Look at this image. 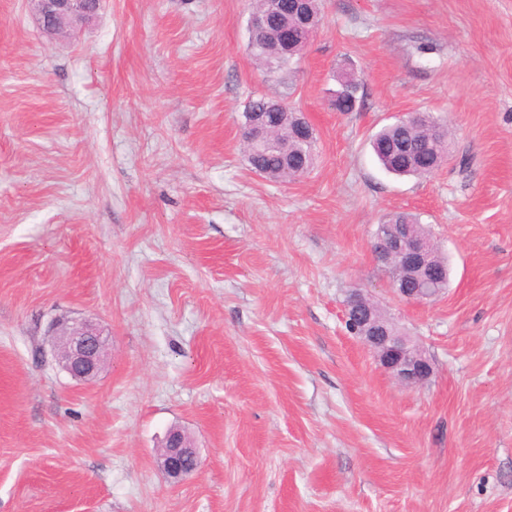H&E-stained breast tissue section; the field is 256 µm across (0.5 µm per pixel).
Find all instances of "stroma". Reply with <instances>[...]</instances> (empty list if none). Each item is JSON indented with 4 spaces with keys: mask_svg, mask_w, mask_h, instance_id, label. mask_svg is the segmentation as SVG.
Masks as SVG:
<instances>
[{
    "mask_svg": "<svg viewBox=\"0 0 512 512\" xmlns=\"http://www.w3.org/2000/svg\"><path fill=\"white\" fill-rule=\"evenodd\" d=\"M250 0H102L47 39L0 0V512H512V0H322L286 81ZM362 78L357 111L328 102ZM315 129L277 183L241 146L250 98ZM413 112L449 157L387 173L370 140ZM409 212L449 265L409 304L372 252ZM362 290L431 359L405 386L344 322ZM110 338L97 381L53 326ZM201 465L158 462L169 429ZM284 18L285 15L283 13L276 15L273 19L272 26H268L262 34L255 38L256 40L252 45V49H250L251 55L257 64L262 67L265 73L270 77H282L283 74L290 71V65L294 61L293 57L295 55H293V51L289 48L288 52L286 50H282L273 70H269L267 67V48L276 37L279 24L284 20ZM166 453L159 458L165 475L177 483L195 473L200 466L196 449L187 433L179 428L171 429L162 445Z\"/></svg>",
    "mask_w": 512,
    "mask_h": 512,
    "instance_id": "1",
    "label": "stroma"
}]
</instances>
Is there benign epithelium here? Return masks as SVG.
Here are the masks:
<instances>
[{
	"label": "benign epithelium",
	"instance_id": "7a95c632",
	"mask_svg": "<svg viewBox=\"0 0 512 512\" xmlns=\"http://www.w3.org/2000/svg\"><path fill=\"white\" fill-rule=\"evenodd\" d=\"M42 33L57 38L73 29L77 23L95 13L100 0H28ZM299 18L305 24L302 36L293 26L279 30V44L307 46L319 26L302 11ZM242 135L252 144L265 139L263 119L258 113L250 116ZM373 250L378 258L395 262L397 268L415 281V287L392 281L396 294L403 300L424 303L439 292L438 281L429 277L431 255L437 249L431 241L414 236L402 237L384 228L374 237ZM378 306L359 291L349 294L344 303L345 320L355 325L358 338L375 355L380 365L398 381L420 385L433 374V366L412 337L398 329L390 319L377 317ZM54 355L62 369L80 383L91 384L98 378L108 356V339L98 327L87 321L63 322L58 325L53 344ZM166 453L159 458L165 475L177 483L195 473L200 466L196 449L187 433L179 428L170 430L164 440Z\"/></svg>",
	"mask_w": 512,
	"mask_h": 512
}]
</instances>
